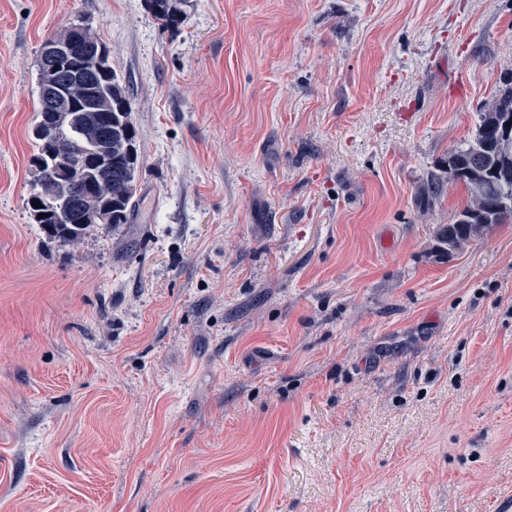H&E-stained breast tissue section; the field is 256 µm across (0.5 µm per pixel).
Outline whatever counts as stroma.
<instances>
[{
  "instance_id": "obj_1",
  "label": "stroma",
  "mask_w": 512,
  "mask_h": 512,
  "mask_svg": "<svg viewBox=\"0 0 512 512\" xmlns=\"http://www.w3.org/2000/svg\"><path fill=\"white\" fill-rule=\"evenodd\" d=\"M0 0V512H499L512 223L454 252L444 162L512 0ZM127 87L129 223L46 236L37 57ZM147 4L153 14L168 27L177 28L184 22L179 0H147Z\"/></svg>"
}]
</instances>
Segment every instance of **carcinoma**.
<instances>
[{
    "mask_svg": "<svg viewBox=\"0 0 512 512\" xmlns=\"http://www.w3.org/2000/svg\"><path fill=\"white\" fill-rule=\"evenodd\" d=\"M148 7L164 24L176 28L184 22L179 0H147ZM99 68L98 81L86 88L72 92L73 110L56 113L53 125V143L42 135V123L33 130L38 153L32 158L37 172L54 164L63 171V177L51 185L38 179L42 190L52 192L63 200L78 186L85 195L80 213L68 221H58L53 213L38 206L41 195L35 194L27 201V207L35 223L41 225L50 238L67 242L80 240L86 230L98 223L99 213L107 209L112 223L126 224L135 207L137 187L135 173L138 167V149L127 91L112 69L110 54L98 62L86 57L70 62V68L84 71L92 66ZM112 113V138L103 135V119ZM512 116V86L498 90L485 103L475 137L467 147L448 153V178L464 184L469 195L466 206L455 216L452 224L443 227L439 236L453 251L463 243L478 236L494 224L512 222V132L504 133L501 119ZM104 154L112 164V186L99 182L96 173L88 165V155ZM45 217L40 218L38 214ZM472 224L473 231L458 229L461 220Z\"/></svg>",
    "mask_w": 512,
    "mask_h": 512,
    "instance_id": "obj_1",
    "label": "carcinoma"
}]
</instances>
